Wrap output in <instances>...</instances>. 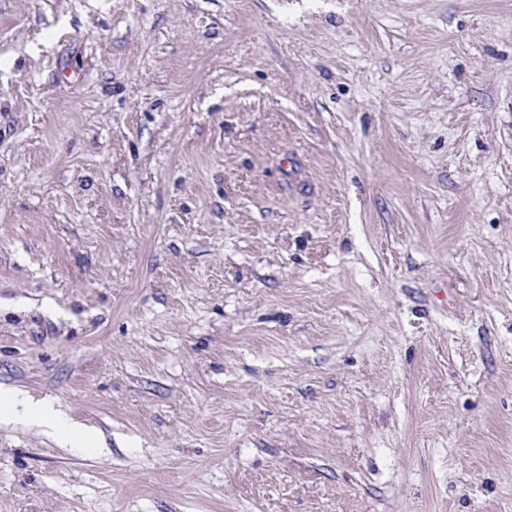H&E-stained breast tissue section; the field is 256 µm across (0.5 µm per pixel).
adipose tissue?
<instances>
[{
    "mask_svg": "<svg viewBox=\"0 0 512 512\" xmlns=\"http://www.w3.org/2000/svg\"><path fill=\"white\" fill-rule=\"evenodd\" d=\"M0 418L21 419L63 436L73 434L87 444L94 441L93 436L65 419L50 402L34 399L17 389L0 388Z\"/></svg>",
    "mask_w": 512,
    "mask_h": 512,
    "instance_id": "adipose-tissue-1",
    "label": "adipose tissue"
}]
</instances>
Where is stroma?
<instances>
[{
	"label": "stroma",
	"mask_w": 512,
	"mask_h": 512,
	"mask_svg": "<svg viewBox=\"0 0 512 512\" xmlns=\"http://www.w3.org/2000/svg\"><path fill=\"white\" fill-rule=\"evenodd\" d=\"M0 512H512V0H0ZM17 406L22 407L21 411L17 410ZM0 418L21 419L39 428L54 429L61 436L74 434L86 444L99 442L96 437L65 419L50 402L35 400L17 389L0 388Z\"/></svg>",
	"instance_id": "obj_1"
}]
</instances>
